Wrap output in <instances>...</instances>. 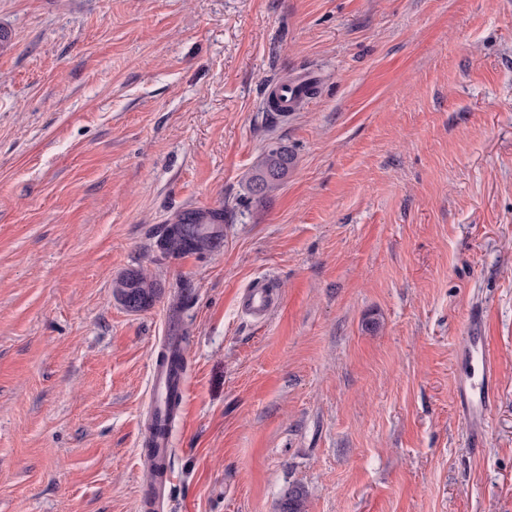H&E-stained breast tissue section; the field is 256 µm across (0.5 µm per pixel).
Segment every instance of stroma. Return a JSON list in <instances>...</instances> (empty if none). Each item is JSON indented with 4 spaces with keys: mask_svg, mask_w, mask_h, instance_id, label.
Wrapping results in <instances>:
<instances>
[{
    "mask_svg": "<svg viewBox=\"0 0 512 512\" xmlns=\"http://www.w3.org/2000/svg\"><path fill=\"white\" fill-rule=\"evenodd\" d=\"M0 512H512V0H0ZM314 75L267 127L269 82ZM272 140L294 166L256 202ZM224 240L159 245L181 210ZM161 286L127 310L114 281ZM272 286L266 321L242 295ZM499 391L472 449L457 345ZM224 209H187L175 215L170 224H165L160 239L162 250L172 256L207 251L200 247L207 236L222 238L224 231ZM484 329L483 310L471 311L458 348V356L465 359V368L457 376L454 387L455 408L467 426L474 448L480 447L498 395L496 365ZM185 393V382L183 374L170 370L169 367L159 363L158 355L153 363L150 405L151 411L157 422V431L151 438V446L155 456L169 462L172 454L170 427L172 424L168 400L177 394L182 400Z\"/></svg>",
    "mask_w": 512,
    "mask_h": 512,
    "instance_id": "stroma-1",
    "label": "stroma"
}]
</instances>
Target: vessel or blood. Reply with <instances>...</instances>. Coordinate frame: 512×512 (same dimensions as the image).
I'll return each mask as SVG.
<instances>
[{
	"mask_svg": "<svg viewBox=\"0 0 512 512\" xmlns=\"http://www.w3.org/2000/svg\"><path fill=\"white\" fill-rule=\"evenodd\" d=\"M314 79L304 75L288 84L269 87L265 106L271 112L291 111L295 101L305 96ZM276 295L266 286H255L247 292L243 306L252 316H266L275 306ZM485 315L476 309L469 313L460 338L458 355L465 367L455 380V408L463 419L473 446H480L488 425V417L497 395V371L489 343L484 334ZM183 374L161 364L152 369L150 405L158 429L151 439L155 456L169 460L172 454L170 427L172 424L168 400L173 395H184Z\"/></svg>",
	"mask_w": 512,
	"mask_h": 512,
	"instance_id": "b4317fda",
	"label": "vessel or blood"
}]
</instances>
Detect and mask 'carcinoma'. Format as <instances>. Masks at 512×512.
<instances>
[{
	"mask_svg": "<svg viewBox=\"0 0 512 512\" xmlns=\"http://www.w3.org/2000/svg\"><path fill=\"white\" fill-rule=\"evenodd\" d=\"M293 156L288 147L271 141L257 160L249 179L250 191L257 200L266 198L288 176ZM224 210L187 209L164 225L160 239L162 250L172 256L204 251L201 241L210 236L223 237ZM113 296L130 311H140L156 301L157 283L144 272H131L113 283ZM304 491L298 487L288 490L280 503V512H303Z\"/></svg>",
	"mask_w": 512,
	"mask_h": 512,
	"instance_id": "cac0c4a2",
	"label": "carcinoma"
}]
</instances>
